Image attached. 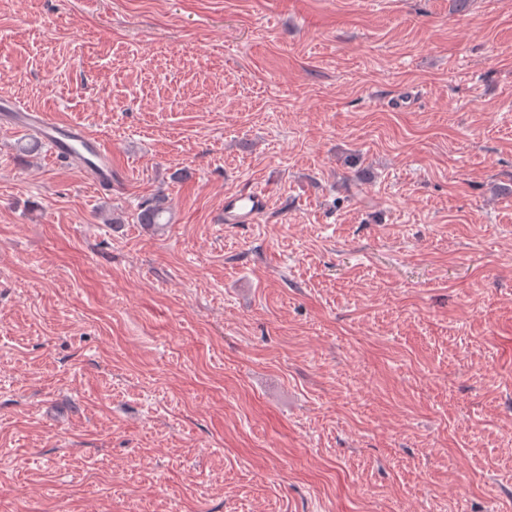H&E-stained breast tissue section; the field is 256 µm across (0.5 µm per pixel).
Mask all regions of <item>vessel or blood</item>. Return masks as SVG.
<instances>
[{
  "instance_id": "b4317fda",
  "label": "vessel or blood",
  "mask_w": 512,
  "mask_h": 512,
  "mask_svg": "<svg viewBox=\"0 0 512 512\" xmlns=\"http://www.w3.org/2000/svg\"><path fill=\"white\" fill-rule=\"evenodd\" d=\"M0 127L19 128L38 135L50 151L65 157L81 155V167L99 188L112 187V154L104 143L86 134L79 127L56 121L43 112L20 107L13 101H0ZM269 206L268 196L260 191L226 196L224 221L228 224H249Z\"/></svg>"
}]
</instances>
